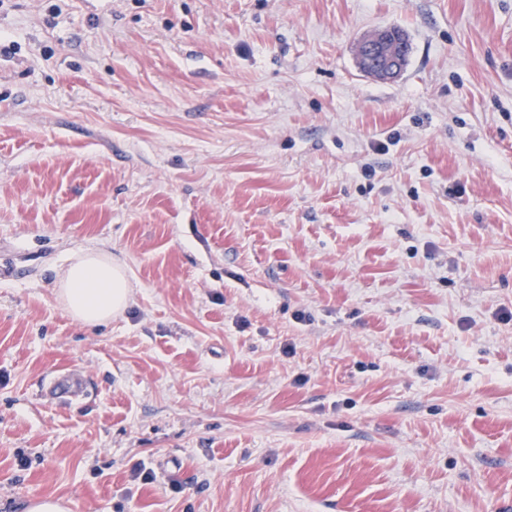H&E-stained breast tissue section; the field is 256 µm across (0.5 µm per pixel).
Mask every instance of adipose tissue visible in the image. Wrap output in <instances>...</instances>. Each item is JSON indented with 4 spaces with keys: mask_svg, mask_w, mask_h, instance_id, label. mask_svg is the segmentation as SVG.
Returning <instances> with one entry per match:
<instances>
[{
    "mask_svg": "<svg viewBox=\"0 0 512 512\" xmlns=\"http://www.w3.org/2000/svg\"><path fill=\"white\" fill-rule=\"evenodd\" d=\"M57 296L79 323L107 325L132 301L128 269L99 246L80 248L58 279Z\"/></svg>",
    "mask_w": 512,
    "mask_h": 512,
    "instance_id": "ef3b65f1",
    "label": "adipose tissue"
}]
</instances>
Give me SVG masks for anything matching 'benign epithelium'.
Masks as SVG:
<instances>
[{
	"label": "benign epithelium",
	"mask_w": 512,
	"mask_h": 512,
	"mask_svg": "<svg viewBox=\"0 0 512 512\" xmlns=\"http://www.w3.org/2000/svg\"><path fill=\"white\" fill-rule=\"evenodd\" d=\"M409 44L405 36L386 27L364 39L358 48V64L365 73L382 80L396 78L404 68Z\"/></svg>",
	"instance_id": "obj_1"
}]
</instances>
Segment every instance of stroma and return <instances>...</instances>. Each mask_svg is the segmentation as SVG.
<instances>
[{"label": "stroma", "mask_w": 512, "mask_h": 512, "mask_svg": "<svg viewBox=\"0 0 512 512\" xmlns=\"http://www.w3.org/2000/svg\"><path fill=\"white\" fill-rule=\"evenodd\" d=\"M4 265L0 512H512V0H0ZM409 44L405 36L391 27L376 31L358 48V64L365 73L382 80L396 78L404 68ZM57 288L68 314L87 327L107 325L132 301L127 267L97 245L79 249L59 276Z\"/></svg>", "instance_id": "obj_1"}]
</instances>
